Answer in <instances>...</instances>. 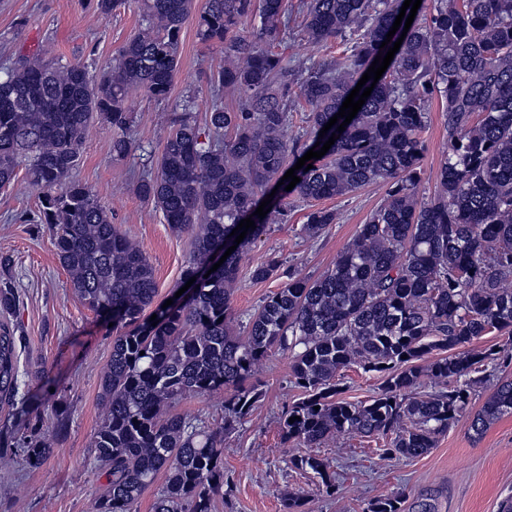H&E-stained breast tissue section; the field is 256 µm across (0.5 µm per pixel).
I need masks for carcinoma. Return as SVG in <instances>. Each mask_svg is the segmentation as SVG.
<instances>
[{
  "instance_id": "1",
  "label": "carcinoma",
  "mask_w": 512,
  "mask_h": 512,
  "mask_svg": "<svg viewBox=\"0 0 512 512\" xmlns=\"http://www.w3.org/2000/svg\"><path fill=\"white\" fill-rule=\"evenodd\" d=\"M142 2L140 32L102 72L36 53L0 75V188L28 162L29 182L42 193L40 222L50 225L72 288L115 332L99 391L104 415L92 437L107 475L94 512H136L161 473L153 512H212L224 492V431L264 396L256 367L274 350L289 354L290 383L302 391L282 414L283 439L308 448L336 435L387 438L383 455L418 458L462 416L479 437L512 415L511 378L491 383L483 405L471 407L474 387L490 383L488 366L509 362V354L464 349L492 333L512 347V0L420 5L355 118L341 133L338 119L322 138L375 58L401 37L399 29L381 46L404 0H302V39L316 45L339 37L345 49L334 62L298 64L277 51L288 39L287 0H206L200 39L224 52L210 87L250 95L236 109L212 96L201 123L194 99L184 101L154 170L136 183V194L174 233L193 231L181 281L196 278L191 294L157 306L155 326L146 315L157 295L151 262L71 179L92 125L112 128V160L123 161L136 150L128 95L161 100L171 90L195 0ZM434 96L446 104L448 143L438 190L424 200L417 192L421 133ZM296 98L311 116L303 139L288 136ZM333 134L334 145L310 160L312 169L295 171L301 181L286 191L285 173ZM370 184L387 186L384 203L331 269L310 279L292 268L279 272L275 260L253 268L256 281L278 273L284 281L237 335L231 295L240 263L282 214L283 200L292 192L333 198ZM271 193V211L260 219L254 212ZM246 218L255 228L237 244L232 230ZM337 220L333 210L314 209L303 231L317 238ZM233 245L211 271V256ZM434 351L439 356L426 360ZM354 367L382 375L368 401L341 397L344 372ZM426 377L439 390L418 396ZM17 393L15 338L1 322L0 408L14 405ZM215 394L224 395L222 426L176 411L189 396ZM19 446L33 466L53 452L36 430ZM289 463L317 475L326 495L336 493L325 459L306 454ZM405 502L397 492L365 512H405Z\"/></svg>"
}]
</instances>
